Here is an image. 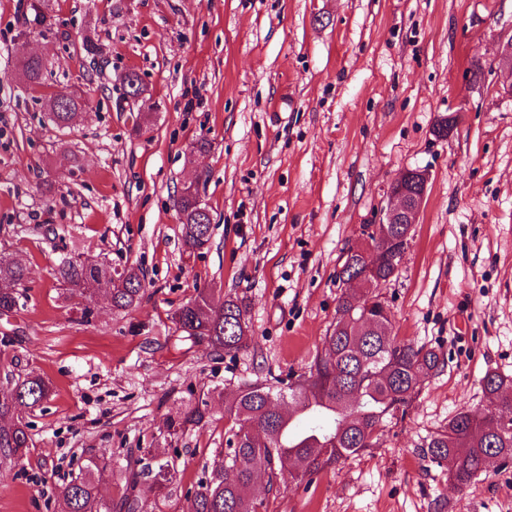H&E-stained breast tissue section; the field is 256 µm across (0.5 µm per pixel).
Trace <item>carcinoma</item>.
<instances>
[{
	"label": "carcinoma",
	"instance_id": "carcinoma-1",
	"mask_svg": "<svg viewBox=\"0 0 512 512\" xmlns=\"http://www.w3.org/2000/svg\"><path fill=\"white\" fill-rule=\"evenodd\" d=\"M42 75L40 58L32 56L22 65L27 83H40ZM83 106V99L72 95L67 104L54 107L53 121L64 126ZM175 207L183 218L186 250L195 252L208 244L210 220L199 212L196 195L180 194ZM387 232V252L408 246L404 225L389 224ZM362 272L360 257L346 254L336 272V281L346 286L337 301L336 323L308 373L244 382L224 397V417L235 423L227 439L228 462L214 463L210 476L187 496V512H256L264 504L262 495L279 489L285 478L301 482L336 468L349 456L373 447L385 424L406 414L426 377L443 360L432 348L392 336L390 310L377 293L389 282L392 265L380 263L364 287H349ZM30 274L25 263L0 251L1 313L18 309L23 297L19 287ZM55 276L62 286L85 297L86 319L94 314L92 302L101 292L109 295L118 312L137 307L142 299L144 277L133 267L119 271L70 256L60 261ZM173 320L181 341H205L215 352L236 354L254 345L246 305L232 297L215 305L202 289L174 313ZM481 388L488 414L457 413L420 449L423 458L448 470V482L459 489L496 461L512 463V377L489 371ZM50 393V383L31 374L17 380L9 394L0 393V421L7 423L0 429L5 455L21 456L29 447V426L22 413ZM208 414L207 400L190 398L169 420L168 434L198 426ZM106 460L104 450L92 456L78 476L59 489L64 512H112V504L99 496ZM174 475L172 461L150 450L127 462L122 512H148L144 491L161 495Z\"/></svg>",
	"mask_w": 512,
	"mask_h": 512
}]
</instances>
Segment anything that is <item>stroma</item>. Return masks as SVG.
I'll return each instance as SVG.
<instances>
[{
    "instance_id": "stroma-1",
    "label": "stroma",
    "mask_w": 512,
    "mask_h": 512,
    "mask_svg": "<svg viewBox=\"0 0 512 512\" xmlns=\"http://www.w3.org/2000/svg\"><path fill=\"white\" fill-rule=\"evenodd\" d=\"M32 2L0 0V249L31 269L0 315V390L34 373L52 392L24 413V455H0V512H61L59 488L103 448L104 500L119 503L129 459L166 449L177 475L151 510L186 512L227 451L224 393L308 371L336 322V272L409 169L430 180L382 294L394 336L444 363L375 447L262 512H512V465L460 491L420 453L459 411H486L487 371L512 375V73L498 63L512 0H43L41 23ZM34 54L44 80L29 87ZM130 70L147 88L132 104ZM56 88L86 100L66 127ZM192 180L212 216L195 253L173 207ZM74 254L138 268L140 304L101 299L83 319L84 297L54 277ZM201 288L245 303L253 347L179 341L171 316ZM198 397L209 419L168 435Z\"/></svg>"
}]
</instances>
